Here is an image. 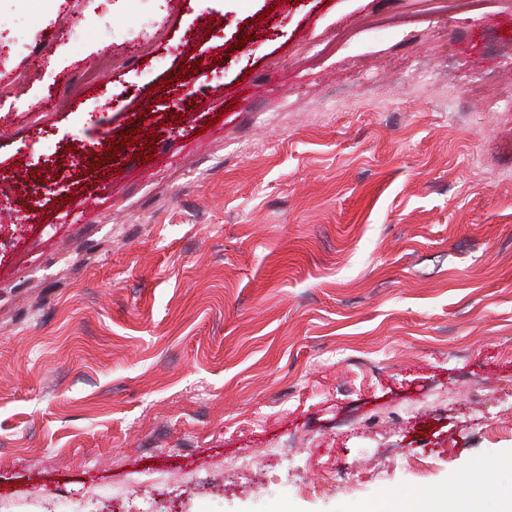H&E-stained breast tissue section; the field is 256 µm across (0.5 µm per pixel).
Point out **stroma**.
<instances>
[{
	"mask_svg": "<svg viewBox=\"0 0 512 512\" xmlns=\"http://www.w3.org/2000/svg\"><path fill=\"white\" fill-rule=\"evenodd\" d=\"M410 8L0 0V512H495L512 12ZM428 498L429 496L427 494L415 496L402 508L391 509L388 504H385L380 507L369 509L367 512H476V510L471 509L468 505L455 499L449 494L448 496H439L435 498L432 501V509H427L425 508V501H427Z\"/></svg>",
	"mask_w": 512,
	"mask_h": 512,
	"instance_id": "obj_1",
	"label": "stroma"
}]
</instances>
